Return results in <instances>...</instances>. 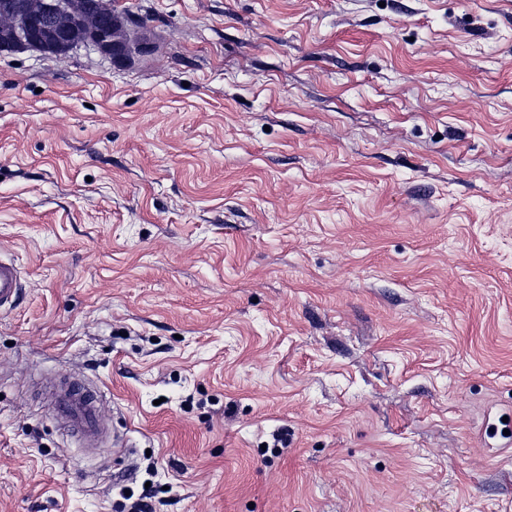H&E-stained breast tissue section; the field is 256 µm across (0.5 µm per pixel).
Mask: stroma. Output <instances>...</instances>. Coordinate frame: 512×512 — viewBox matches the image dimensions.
<instances>
[{
  "mask_svg": "<svg viewBox=\"0 0 512 512\" xmlns=\"http://www.w3.org/2000/svg\"><path fill=\"white\" fill-rule=\"evenodd\" d=\"M114 5L0 52V512H512V0ZM82 7L72 12H63L50 19L37 20L33 30V42L24 44L36 46L43 52L65 55L80 44L96 43L102 52L112 56L120 54L132 62L130 44L140 43V38L129 31L131 23L126 13L117 12L112 0H80ZM94 18V24H85V17ZM122 33L123 42L115 39L116 31ZM22 271L15 262L0 257V311L14 307L20 297ZM45 395L56 410L61 429L76 432L92 453L108 447L106 427L96 408L97 390L82 382L64 380L50 386Z\"/></svg>",
  "mask_w": 512,
  "mask_h": 512,
  "instance_id": "1",
  "label": "stroma"
}]
</instances>
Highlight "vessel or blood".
I'll return each instance as SVG.
<instances>
[{
    "instance_id": "obj_1",
    "label": "vessel or blood",
    "mask_w": 512,
    "mask_h": 512,
    "mask_svg": "<svg viewBox=\"0 0 512 512\" xmlns=\"http://www.w3.org/2000/svg\"><path fill=\"white\" fill-rule=\"evenodd\" d=\"M21 287L20 267L0 257V310L17 304ZM46 397L56 410L59 427L77 433L85 448L96 453L108 446L106 427L96 408L97 390L81 382L64 380L50 386Z\"/></svg>"
}]
</instances>
